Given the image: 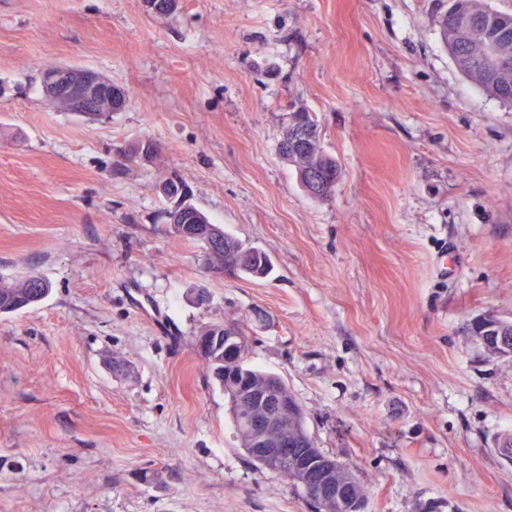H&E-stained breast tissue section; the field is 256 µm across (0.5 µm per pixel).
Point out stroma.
<instances>
[{
  "label": "stroma",
  "mask_w": 512,
  "mask_h": 512,
  "mask_svg": "<svg viewBox=\"0 0 512 512\" xmlns=\"http://www.w3.org/2000/svg\"><path fill=\"white\" fill-rule=\"evenodd\" d=\"M448 0H0V512H315L240 448L195 347L228 323L282 378L366 512H512V108L462 75ZM50 65L128 94L89 121ZM313 112L339 165L311 198L278 151ZM157 151L119 165L133 143ZM266 278L171 233L162 186ZM52 288L48 281L29 275L22 278H0V314L13 313L16 306L31 307L44 300Z\"/></svg>",
  "instance_id": "obj_1"
}]
</instances>
